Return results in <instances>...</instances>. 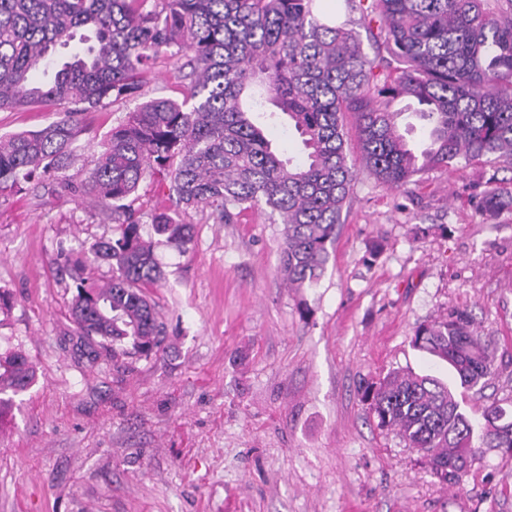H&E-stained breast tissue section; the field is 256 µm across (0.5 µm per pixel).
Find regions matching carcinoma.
Returning a JSON list of instances; mask_svg holds the SVG:
<instances>
[{"mask_svg":"<svg viewBox=\"0 0 512 512\" xmlns=\"http://www.w3.org/2000/svg\"><path fill=\"white\" fill-rule=\"evenodd\" d=\"M343 8L358 14L357 27L340 20ZM59 47L71 48L60 63ZM185 50L178 74L187 95L143 101L90 154L83 180L65 174L86 113L137 92L158 61ZM396 101L417 105L412 115L430 127L419 153L401 132ZM51 102L72 108L39 131L0 136V197L51 179L123 214L117 236L87 249L90 261L112 263V280L98 286L78 265L71 316L81 335L147 360L165 342L148 292L162 270L142 216L126 203L146 176L167 179L172 207L149 214L167 245L186 249L193 211L226 224L261 212L285 224L284 281L310 288L355 185L345 113L356 118L362 164L392 189L488 156L512 171V0H336L333 12L320 0H0V110ZM267 113L287 117L302 156L272 147L259 120ZM488 184L479 212L512 211V178L494 173ZM412 344L466 389L496 371L490 340L465 311L419 326ZM35 380L21 351L0 357V418L2 395ZM363 400L442 485H463L478 446L512 457V411L491 404L477 423L434 376L391 371Z\"/></svg>","mask_w":512,"mask_h":512,"instance_id":"carcinoma-1","label":"carcinoma"}]
</instances>
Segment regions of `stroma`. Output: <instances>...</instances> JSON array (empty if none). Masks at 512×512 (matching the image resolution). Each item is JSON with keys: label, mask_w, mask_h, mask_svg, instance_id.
Wrapping results in <instances>:
<instances>
[{"label": "stroma", "mask_w": 512, "mask_h": 512, "mask_svg": "<svg viewBox=\"0 0 512 512\" xmlns=\"http://www.w3.org/2000/svg\"><path fill=\"white\" fill-rule=\"evenodd\" d=\"M177 59L141 95L89 114L71 175L142 98L181 97ZM58 107L0 111V134L37 131ZM496 161L422 175L412 195L359 171L325 272L297 292L279 273L284 227L246 212L191 213L187 252L161 245L151 297L169 348L113 356L80 336L60 259L111 238V212L56 184L0 198V353H26L35 384L0 418V512H512V459L476 454L443 487L361 400L394 369L454 376L415 349L416 327L468 311L499 374L456 388L466 408L512 405V212L476 203ZM418 226L430 227L415 238Z\"/></svg>", "instance_id": "stroma-1"}]
</instances>
